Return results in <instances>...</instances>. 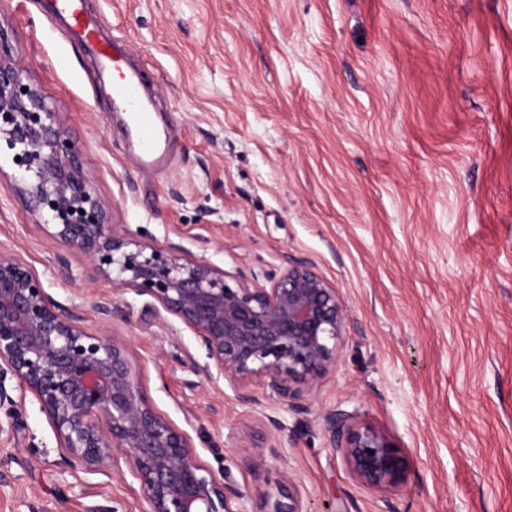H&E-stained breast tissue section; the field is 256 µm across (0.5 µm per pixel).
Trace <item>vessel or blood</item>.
Listing matches in <instances>:
<instances>
[{
    "instance_id": "1",
    "label": "vessel or blood",
    "mask_w": 512,
    "mask_h": 512,
    "mask_svg": "<svg viewBox=\"0 0 512 512\" xmlns=\"http://www.w3.org/2000/svg\"><path fill=\"white\" fill-rule=\"evenodd\" d=\"M49 9L93 59L111 89L116 109L126 113L138 138L143 167L163 169L167 164V137L153 124V107L143 93L139 72L127 65L118 46L101 37V20L88 10L86 0H52Z\"/></svg>"
}]
</instances>
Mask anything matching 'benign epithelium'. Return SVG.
Here are the masks:
<instances>
[{"label": "benign epithelium", "instance_id": "obj_1", "mask_svg": "<svg viewBox=\"0 0 512 512\" xmlns=\"http://www.w3.org/2000/svg\"><path fill=\"white\" fill-rule=\"evenodd\" d=\"M0 145L19 158L16 192L50 224L49 235L88 260L113 293L148 296L190 331L206 362L198 371L224 381L236 400L307 413L315 380L335 363L343 301L315 267L230 275L173 242L137 238L108 220L78 165V148L45 96L0 53ZM85 314L57 303L37 271L0 252V406L14 380L35 398L63 449L64 462L88 473H128L143 493L142 512H228L246 493L209 470L190 436L159 413L126 343L91 333ZM263 390L264 398L256 395ZM327 442L361 484L386 491L403 459L386 434L354 426V415L322 416ZM252 512H308L298 491L267 495Z\"/></svg>", "mask_w": 512, "mask_h": 512}]
</instances>
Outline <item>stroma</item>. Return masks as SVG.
I'll use <instances>...</instances> for the list:
<instances>
[{
	"instance_id": "stroma-1",
	"label": "stroma",
	"mask_w": 512,
	"mask_h": 512,
	"mask_svg": "<svg viewBox=\"0 0 512 512\" xmlns=\"http://www.w3.org/2000/svg\"><path fill=\"white\" fill-rule=\"evenodd\" d=\"M87 3L174 128L162 172L140 168L93 61L42 0H0V46L75 141L111 223L230 274L311 262L346 306L309 412L269 419L196 372L203 351L150 298L86 320L126 342L157 410L244 491L232 512L291 484L307 512H512V0ZM19 178L1 153L0 250L63 306L113 299L27 211ZM6 387L21 427L0 434V512H141L138 485L65 465L33 396ZM334 408L389 436L395 489L363 486L329 447Z\"/></svg>"
}]
</instances>
